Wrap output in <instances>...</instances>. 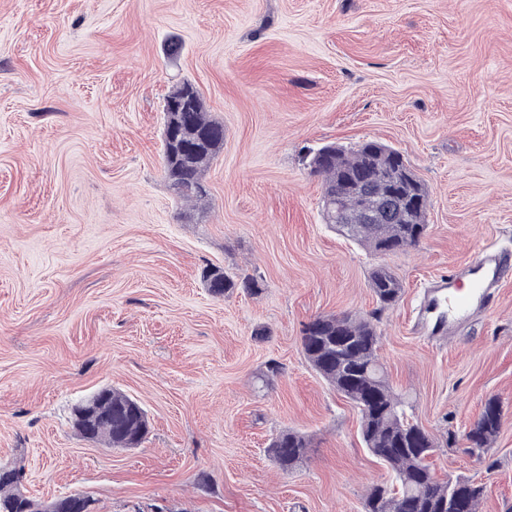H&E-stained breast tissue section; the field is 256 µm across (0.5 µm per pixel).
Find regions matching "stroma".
I'll list each match as a JSON object with an SVG mask.
<instances>
[{
  "instance_id": "35a3bbf8",
  "label": "stroma",
  "mask_w": 512,
  "mask_h": 512,
  "mask_svg": "<svg viewBox=\"0 0 512 512\" xmlns=\"http://www.w3.org/2000/svg\"><path fill=\"white\" fill-rule=\"evenodd\" d=\"M182 80L224 123L189 223L161 152ZM371 140L428 191V231L396 256L324 224L305 161ZM488 245L512 250V0H0V466L23 469L27 495L83 493L95 512H362L387 472L300 336L317 316L371 312L383 263L403 292L380 355L439 443L437 475L485 483L479 512H512V278L442 345L411 331L421 284ZM208 265L260 293L211 295ZM272 360L283 371L262 383ZM106 386L146 409L140 447L74 429ZM491 398V448L447 446ZM284 430L312 439L288 472L267 453Z\"/></svg>"
}]
</instances>
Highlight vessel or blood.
Listing matches in <instances>:
<instances>
[{"mask_svg":"<svg viewBox=\"0 0 512 512\" xmlns=\"http://www.w3.org/2000/svg\"><path fill=\"white\" fill-rule=\"evenodd\" d=\"M511 274L512 254L488 249L467 265L448 269L427 284L416 332L425 338L455 334L475 310L489 305L494 288Z\"/></svg>","mask_w":512,"mask_h":512,"instance_id":"vessel-or-blood-1","label":"vessel or blood"}]
</instances>
